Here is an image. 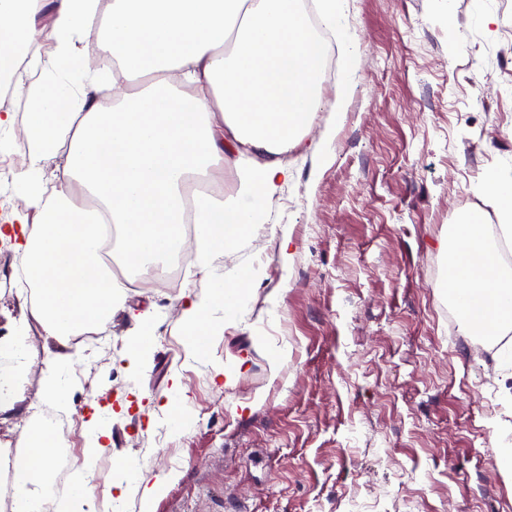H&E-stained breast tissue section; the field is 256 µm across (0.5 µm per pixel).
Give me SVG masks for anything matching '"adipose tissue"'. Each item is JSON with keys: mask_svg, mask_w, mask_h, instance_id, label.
Listing matches in <instances>:
<instances>
[{"mask_svg": "<svg viewBox=\"0 0 512 512\" xmlns=\"http://www.w3.org/2000/svg\"><path fill=\"white\" fill-rule=\"evenodd\" d=\"M48 1L55 69L83 62L81 45L100 23L115 63L108 75L83 70L73 91L30 86L21 125L28 161L13 177L30 213L0 228L39 291L33 317L47 335L69 336L104 328L122 303L125 284L101 254L108 225L119 231L128 268L167 261L183 245L186 183L210 178L231 154L239 157L244 201L194 199L202 270L242 236L290 178L282 156L302 148L322 106L325 47L302 23L296 0H0V77L21 69L19 48L31 43ZM107 81L117 90L108 107L95 97ZM61 143L67 187L47 200L38 181ZM90 196L99 209L87 208ZM448 270L450 290L467 300L459 312L468 332L492 337L512 323V270L482 218L457 225ZM248 281L244 270L229 283L213 280L206 298L183 307L186 359L208 353ZM20 438L15 512H39L57 450L33 425Z\"/></svg>", "mask_w": 512, "mask_h": 512, "instance_id": "1", "label": "adipose tissue"}]
</instances>
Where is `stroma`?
Masks as SVG:
<instances>
[{"instance_id":"35a3bbf8","label":"stroma","mask_w":512,"mask_h":512,"mask_svg":"<svg viewBox=\"0 0 512 512\" xmlns=\"http://www.w3.org/2000/svg\"><path fill=\"white\" fill-rule=\"evenodd\" d=\"M55 44L43 22L34 76L11 91L16 116L31 80L68 84ZM333 54L340 82L321 89L306 134L329 149L285 155L291 179L216 262L250 281L207 355L184 360L181 308L209 293L194 264L175 293L126 271L123 306L82 352L23 319L20 255L0 251V337L25 327L29 357L0 432L47 406L44 373L70 354L65 414L85 449L93 407L105 411L90 489L111 512H140L117 486L157 482L154 512H512L498 466L512 447V331L489 341L442 311L452 226L475 212L493 224L483 179L512 176V0H345ZM142 314L156 342L134 368L125 349ZM176 372L177 429L161 411Z\"/></svg>"}]
</instances>
